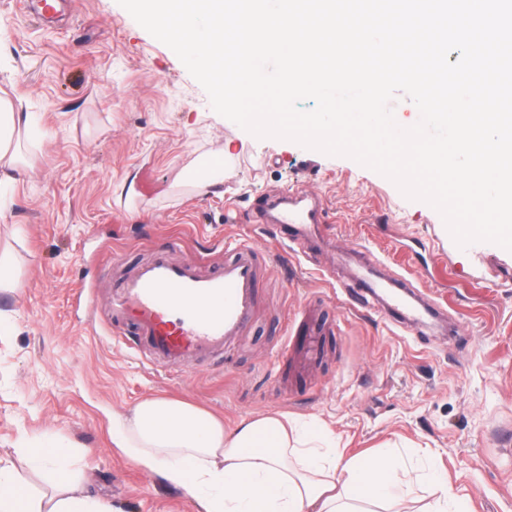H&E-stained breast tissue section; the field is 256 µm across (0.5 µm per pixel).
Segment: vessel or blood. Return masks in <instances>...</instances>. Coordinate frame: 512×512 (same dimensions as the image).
<instances>
[{
	"label": "vessel or blood",
	"mask_w": 512,
	"mask_h": 512,
	"mask_svg": "<svg viewBox=\"0 0 512 512\" xmlns=\"http://www.w3.org/2000/svg\"><path fill=\"white\" fill-rule=\"evenodd\" d=\"M285 196L289 206L278 222L287 226L288 242L318 233L315 212L299 209L293 190H286ZM255 254L252 245H239L233 259L203 273L195 262L173 259L169 249L159 250L119 282L112 294V321L130 327L146 345L150 361L169 369L228 354L255 315ZM355 279L364 299L381 304L391 322L429 323L440 310L435 303L412 302L409 293L394 290L368 268H358Z\"/></svg>",
	"instance_id": "obj_1"
}]
</instances>
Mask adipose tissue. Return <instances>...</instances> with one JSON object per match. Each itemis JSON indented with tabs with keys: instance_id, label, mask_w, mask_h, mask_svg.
<instances>
[{
	"instance_id": "ef3b65f1",
	"label": "adipose tissue",
	"mask_w": 512,
	"mask_h": 512,
	"mask_svg": "<svg viewBox=\"0 0 512 512\" xmlns=\"http://www.w3.org/2000/svg\"><path fill=\"white\" fill-rule=\"evenodd\" d=\"M30 127V114L1 93L0 185L20 172L13 143ZM112 441L143 469L191 493L201 512H389L420 483L408 470L393 477L383 459L344 456L322 430L275 415L228 430L211 413L173 399H145L130 415L114 416ZM25 455L62 492L47 501L32 497L0 466V512H109L75 487L68 449L45 445Z\"/></svg>"
}]
</instances>
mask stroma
Listing matches in <instances>:
<instances>
[{"label":"stroma","mask_w":512,"mask_h":512,"mask_svg":"<svg viewBox=\"0 0 512 512\" xmlns=\"http://www.w3.org/2000/svg\"><path fill=\"white\" fill-rule=\"evenodd\" d=\"M0 87L35 113L26 166L0 189V458L35 495L56 485L22 451L72 448L78 478L111 512H200L186 490L112 442V418L147 398L223 417L284 414L345 456L389 448L446 477L469 512H512V251L461 248L429 204L345 156L259 138L216 113L177 55L118 0H74L50 18L0 0ZM222 160L224 183L187 181ZM322 203L329 234L275 246L260 202L288 187ZM234 239L259 256L258 308L229 357L170 372L117 336L120 277L170 242L201 270ZM369 246L387 277L444 304L437 325L352 310L344 255ZM88 285L95 309L77 291Z\"/></svg>","instance_id":"35a3bbf8"}]
</instances>
